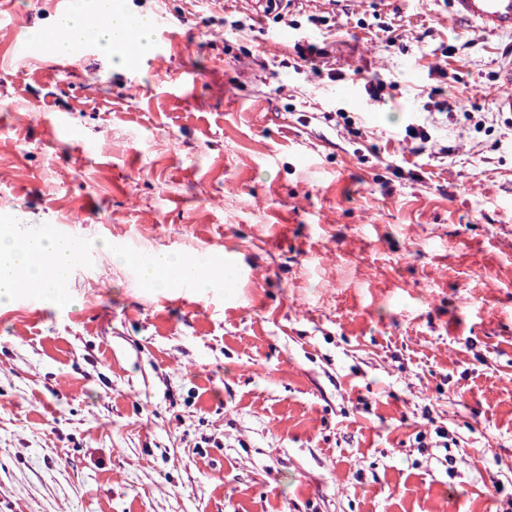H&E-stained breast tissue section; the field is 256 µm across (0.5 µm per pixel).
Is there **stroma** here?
<instances>
[{"instance_id":"35a3bbf8","label":"stroma","mask_w":512,"mask_h":512,"mask_svg":"<svg viewBox=\"0 0 512 512\" xmlns=\"http://www.w3.org/2000/svg\"><path fill=\"white\" fill-rule=\"evenodd\" d=\"M124 9L161 57L60 66L20 54L57 0H0V225L88 255L0 305V512H507L512 35L448 0ZM105 242L237 275L149 289ZM496 78L501 89L493 98L495 108L498 112L512 115V55L500 64Z\"/></svg>"}]
</instances>
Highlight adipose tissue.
I'll use <instances>...</instances> for the list:
<instances>
[{"label": "adipose tissue", "instance_id": "1", "mask_svg": "<svg viewBox=\"0 0 512 512\" xmlns=\"http://www.w3.org/2000/svg\"><path fill=\"white\" fill-rule=\"evenodd\" d=\"M141 34L149 32L145 15L114 14L107 5L94 12L75 9L56 17L45 40L58 51H68L87 35H95L103 51H111L117 36L129 26ZM103 250L114 264L136 267L147 287L172 288L185 282L194 284L199 293L227 278V269L186 255L156 252L146 256L116 250L104 245ZM79 255L67 241L46 234L25 237L16 230L0 231V305L12 302L18 289L25 288L39 295L54 298L66 284Z\"/></svg>", "mask_w": 512, "mask_h": 512}]
</instances>
